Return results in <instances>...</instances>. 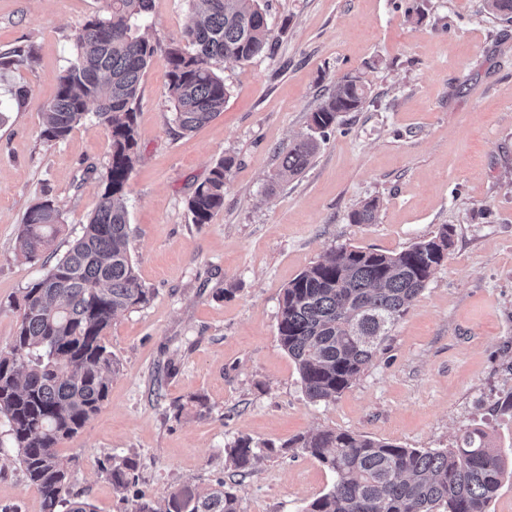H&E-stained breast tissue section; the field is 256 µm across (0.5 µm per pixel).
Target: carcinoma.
Wrapping results in <instances>:
<instances>
[{
  "mask_svg": "<svg viewBox=\"0 0 512 512\" xmlns=\"http://www.w3.org/2000/svg\"><path fill=\"white\" fill-rule=\"evenodd\" d=\"M152 0H103L102 13L79 29L76 51L56 76L57 90L42 112V137L65 139L97 105L111 151L100 199L71 248L21 292L23 313L5 353L0 352V418L27 480L41 495L42 512H94L73 492L74 472L58 445L81 432L108 398L116 360L105 343L113 317L146 305L131 254L126 195L138 157L135 107L142 71L155 52L143 22ZM191 25L184 41L167 49L168 97L173 123L190 133L224 111L228 91L213 62H248L272 52L275 39L260 0H187ZM34 58V49L0 55L8 67ZM367 91L346 78L310 114L309 133L282 153V171L298 175L311 163L315 134L342 112H357ZM233 159L219 160L188 201L195 224L224 207V184ZM378 202L354 210L355 224H374ZM61 212L51 199L32 206L18 240L37 262L59 231ZM453 229L387 254L340 246L302 271L284 289L278 324L281 347L297 365L309 400L338 397L370 363L398 321L442 264ZM293 446L336 476L333 488L306 512H489L505 473L507 455L479 428L464 431L453 448H403L346 431L323 429ZM247 437L227 449L238 470L262 450ZM136 462L112 465V485L125 490ZM129 512H241L232 487L172 491L165 508L135 495Z\"/></svg>",
  "mask_w": 512,
  "mask_h": 512,
  "instance_id": "obj_1",
  "label": "carcinoma"
}]
</instances>
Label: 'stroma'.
Instances as JSON below:
<instances>
[{
    "label": "stroma",
    "instance_id": "obj_1",
    "mask_svg": "<svg viewBox=\"0 0 512 512\" xmlns=\"http://www.w3.org/2000/svg\"><path fill=\"white\" fill-rule=\"evenodd\" d=\"M271 54L215 63L229 98L191 133L172 121L167 46L190 23L184 0H152L155 52L141 74L139 157L128 186L136 273L150 302L117 314L105 342L117 370L100 413L59 445L73 490L95 512L164 502L185 485L235 483L243 512H305L336 477L291 448L340 429L405 448H451L487 432L512 449V22L487 0H261ZM100 0H0V54L36 59L0 69V350L20 321L14 302L42 273L17 248L27 210L52 197L62 214L44 257L82 233L104 188L110 141L94 117L44 141L43 106ZM368 99L317 138L299 175L278 153L308 131L337 82ZM27 97H17V89ZM233 157L224 207L196 224L188 201ZM373 224H355L364 201ZM453 229L448 258L363 372L335 400L310 401L278 338L284 289L330 249L402 251ZM0 420V508L41 512V497ZM241 437L272 443L245 474L226 465ZM134 459L128 489L107 475Z\"/></svg>",
    "mask_w": 512,
    "mask_h": 512
}]
</instances>
